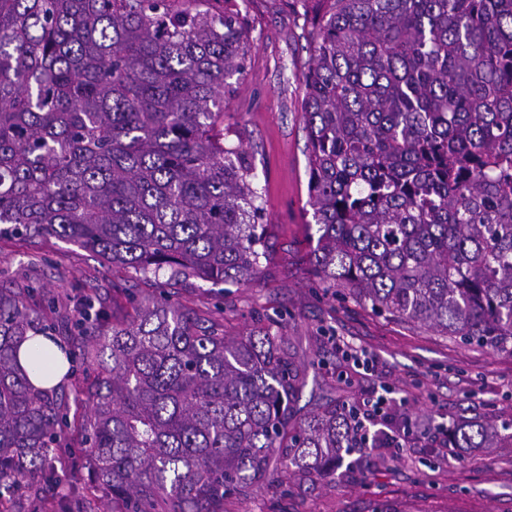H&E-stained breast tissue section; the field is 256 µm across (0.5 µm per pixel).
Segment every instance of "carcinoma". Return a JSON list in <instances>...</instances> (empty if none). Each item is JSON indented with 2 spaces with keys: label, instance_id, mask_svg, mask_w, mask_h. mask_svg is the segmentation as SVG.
Instances as JSON below:
<instances>
[{
  "label": "carcinoma",
  "instance_id": "obj_1",
  "mask_svg": "<svg viewBox=\"0 0 512 512\" xmlns=\"http://www.w3.org/2000/svg\"><path fill=\"white\" fill-rule=\"evenodd\" d=\"M301 112L314 276L415 327L512 354V0H318ZM252 25L236 0H0V234L51 236L144 277L214 285L269 260L255 168L224 102ZM0 284V506L21 482L72 512H224L279 467L336 476L363 446L343 404L290 405L307 366L283 326L242 334L166 297L112 320ZM66 336L38 388L28 335ZM110 351L92 382L78 362ZM48 380L49 349L29 353ZM88 485L61 486L71 409ZM512 441L461 423L450 448ZM34 342H38L50 349H52L61 359V366L59 371L57 372V378H55L52 382H45L39 373L35 371L32 361L24 356L21 353V364L22 366L27 370L29 373V377L31 379V382L38 387H48L59 381V379L62 377V375L66 372L68 368V364L64 358V355L61 353V351L57 348V346L48 338H45L44 336H34L32 339L26 341L22 347V351L29 346L30 344H33Z\"/></svg>",
  "mask_w": 512,
  "mask_h": 512
}]
</instances>
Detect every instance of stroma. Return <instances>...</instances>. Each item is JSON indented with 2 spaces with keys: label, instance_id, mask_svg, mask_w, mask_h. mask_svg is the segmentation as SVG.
I'll return each instance as SVG.
<instances>
[{
  "label": "stroma",
  "instance_id": "35a3bbf8",
  "mask_svg": "<svg viewBox=\"0 0 512 512\" xmlns=\"http://www.w3.org/2000/svg\"><path fill=\"white\" fill-rule=\"evenodd\" d=\"M253 25L247 72L224 107V142L242 144L262 187L267 244L273 262L251 284L221 286L192 278L170 280L160 270L151 281L103 264L89 251L54 237H0V280L29 282L49 297L96 294L104 303L133 289L136 297L167 296L208 308L227 330L254 319L283 325L289 351L309 363L307 383L293 406L296 416L327 400L358 403L393 390L406 398L412 419L455 426L476 418L512 425V355L380 315L350 296L327 291L309 272L318 237L308 197L307 134L301 117L302 74L311 55L293 0H245ZM378 357L377 372L355 366L336 339ZM350 469L333 480L287 473L291 493L260 490L225 502L224 512H512V447L483 448L468 460L407 448L358 452Z\"/></svg>",
  "mask_w": 512,
  "mask_h": 512
}]
</instances>
